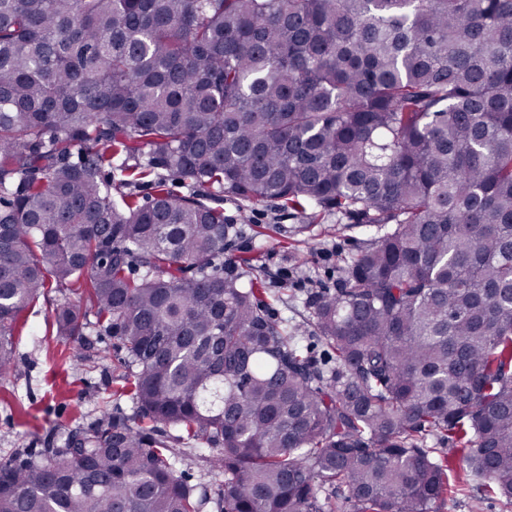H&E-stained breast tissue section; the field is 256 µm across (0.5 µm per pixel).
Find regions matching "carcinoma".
<instances>
[{
  "mask_svg": "<svg viewBox=\"0 0 512 512\" xmlns=\"http://www.w3.org/2000/svg\"><path fill=\"white\" fill-rule=\"evenodd\" d=\"M226 193L376 228L308 301L336 366L214 265ZM51 285L135 411L0 462V512H202L159 424L216 448L220 512H434L445 431L511 499L512 0H0L1 378Z\"/></svg>",
  "mask_w": 512,
  "mask_h": 512,
  "instance_id": "obj_1",
  "label": "carcinoma"
}]
</instances>
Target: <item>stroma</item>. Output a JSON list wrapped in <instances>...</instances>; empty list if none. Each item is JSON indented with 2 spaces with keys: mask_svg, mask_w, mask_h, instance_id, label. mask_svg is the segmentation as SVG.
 Listing matches in <instances>:
<instances>
[{
  "mask_svg": "<svg viewBox=\"0 0 512 512\" xmlns=\"http://www.w3.org/2000/svg\"><path fill=\"white\" fill-rule=\"evenodd\" d=\"M224 216L232 230L226 240L228 263L248 260L249 276L268 314L295 327L309 357L333 366L331 351L309 333L304 300L313 290L335 291L346 277L345 261L368 248L375 230L333 212L310 219L307 212L277 202L224 197ZM287 268L288 281L274 274ZM63 295L51 290L29 304L18 323V368L0 378V462L17 456L39 458L43 448L61 446L69 431L104 413H130L122 392L125 352L105 333L85 337L86 359L73 358L72 340L56 336L55 305ZM197 491L216 496L223 478L199 452L184 449L177 470ZM457 491L436 512H512V502L482 491V481L465 465L451 477Z\"/></svg>",
  "mask_w": 512,
  "mask_h": 512,
  "instance_id": "1",
  "label": "stroma"
}]
</instances>
